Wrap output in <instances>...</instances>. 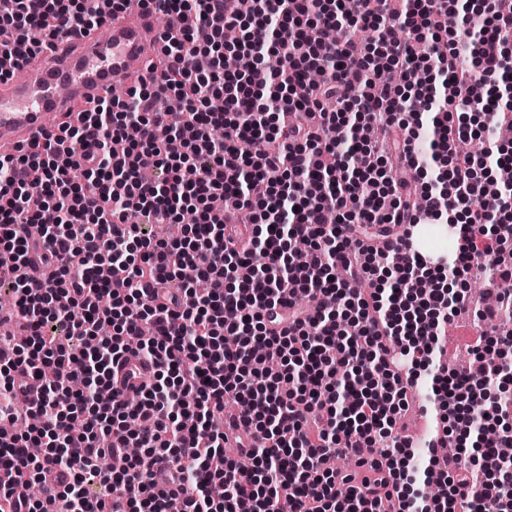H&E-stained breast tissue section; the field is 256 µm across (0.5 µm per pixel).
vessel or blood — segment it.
Instances as JSON below:
<instances>
[{
    "instance_id": "1",
    "label": "vessel or blood",
    "mask_w": 512,
    "mask_h": 512,
    "mask_svg": "<svg viewBox=\"0 0 512 512\" xmlns=\"http://www.w3.org/2000/svg\"><path fill=\"white\" fill-rule=\"evenodd\" d=\"M161 33L154 14L130 6L113 14L104 29L91 30L28 58L0 80V152L45 139L62 123H78L112 89L113 77L128 85L146 75L158 55ZM150 367L128 354L112 367V386L135 394Z\"/></svg>"
}]
</instances>
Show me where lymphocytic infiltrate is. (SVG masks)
<instances>
[{"instance_id": "lymphocytic-infiltrate-1", "label": "lymphocytic infiltrate", "mask_w": 512, "mask_h": 512, "mask_svg": "<svg viewBox=\"0 0 512 512\" xmlns=\"http://www.w3.org/2000/svg\"><path fill=\"white\" fill-rule=\"evenodd\" d=\"M109 3L183 25L127 98L0 154V267L26 336L0 342V422L11 428L0 468L27 490L0 491V512H114L117 499L123 512H278L284 496L293 512H512V412L493 395L512 378V301L476 312L496 362L480 354L451 371L439 345L467 301L463 281L486 272L512 293L498 232L512 223V187L496 178L512 152L493 139L480 157L457 150L505 120L512 0H357L352 14L345 0H245L232 12L225 0ZM348 20L369 33L362 49L323 41ZM104 21L91 0H0V62L21 67ZM228 27L238 41L225 42ZM394 127L405 137L380 149ZM255 140L270 149L246 154ZM391 156L423 179L424 206L404 198ZM229 209L251 227L245 243ZM46 210L58 218L40 235L50 272L31 279L29 227ZM447 213L461 222L451 263L405 240L370 245ZM258 252L264 265L242 277ZM282 304L296 313L276 328ZM343 315L362 336L342 335ZM129 352L153 368L133 405L111 391ZM425 370L436 424L474 438L442 469L415 461L395 429ZM23 382L38 383L37 406H23ZM228 397L250 471L224 455ZM336 455L354 468H331ZM50 470L66 478L60 491L45 490Z\"/></svg>"}]
</instances>
